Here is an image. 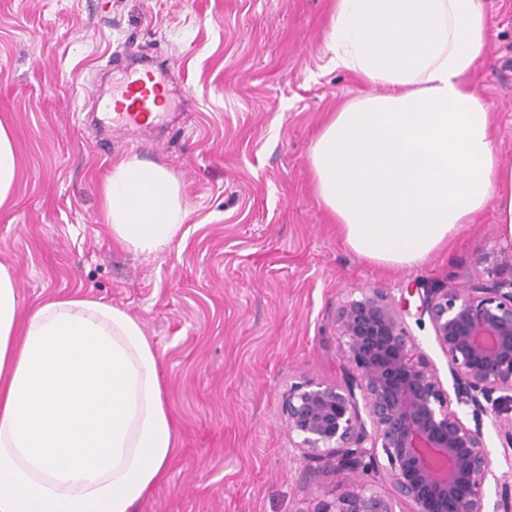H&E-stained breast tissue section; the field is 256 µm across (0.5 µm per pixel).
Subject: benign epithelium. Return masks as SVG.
I'll list each match as a JSON object with an SVG mask.
<instances>
[{
    "mask_svg": "<svg viewBox=\"0 0 512 512\" xmlns=\"http://www.w3.org/2000/svg\"><path fill=\"white\" fill-rule=\"evenodd\" d=\"M512 267V244L486 257ZM411 303L368 289L336 310L342 380L293 383L285 395L288 434L309 462L333 459L351 475L316 512H512V470L496 473L485 439L490 423L512 448V277H477L464 288H429L416 306L448 361L452 389L406 327ZM494 481L497 499L485 493ZM389 483L395 496L375 489Z\"/></svg>",
    "mask_w": 512,
    "mask_h": 512,
    "instance_id": "1",
    "label": "benign epithelium"
}]
</instances>
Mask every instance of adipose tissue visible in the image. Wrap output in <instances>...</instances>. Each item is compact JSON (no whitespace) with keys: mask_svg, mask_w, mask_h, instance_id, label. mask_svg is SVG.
Segmentation results:
<instances>
[{"mask_svg":"<svg viewBox=\"0 0 512 512\" xmlns=\"http://www.w3.org/2000/svg\"><path fill=\"white\" fill-rule=\"evenodd\" d=\"M326 50L371 88L328 113L309 152L347 247L416 267L490 206L512 238V166L471 84L489 50L482 0H336ZM101 199L113 240L145 256L188 216L175 176L135 155L113 163ZM177 451L142 321L90 297L23 307L0 264V512H136Z\"/></svg>","mask_w":512,"mask_h":512,"instance_id":"obj_1","label":"adipose tissue"}]
</instances>
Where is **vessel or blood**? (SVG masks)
I'll list each match as a JSON object with an SVG mask.
<instances>
[{
    "instance_id": "obj_1",
    "label": "vessel or blood",
    "mask_w": 512,
    "mask_h": 512,
    "mask_svg": "<svg viewBox=\"0 0 512 512\" xmlns=\"http://www.w3.org/2000/svg\"><path fill=\"white\" fill-rule=\"evenodd\" d=\"M163 75L156 70L132 72L118 93L104 107L116 134L137 132L151 117L163 89Z\"/></svg>"
}]
</instances>
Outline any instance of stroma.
I'll use <instances>...</instances> for the list:
<instances>
[{
    "instance_id": "35a3bbf8",
    "label": "stroma",
    "mask_w": 512,
    "mask_h": 512,
    "mask_svg": "<svg viewBox=\"0 0 512 512\" xmlns=\"http://www.w3.org/2000/svg\"><path fill=\"white\" fill-rule=\"evenodd\" d=\"M493 38L472 76L512 164V0H483ZM335 0H0V122L18 175L0 205V263L24 304L91 297L142 320L158 348L178 452L138 512H316L348 478L288 439L291 383L341 379L337 307L379 288H461L506 244L487 208L424 265L357 256L318 200L311 142L367 93L328 63ZM168 68L165 132L107 135L104 95L139 61ZM135 155L179 180L189 211L171 249L121 248L100 186Z\"/></svg>"
}]
</instances>
